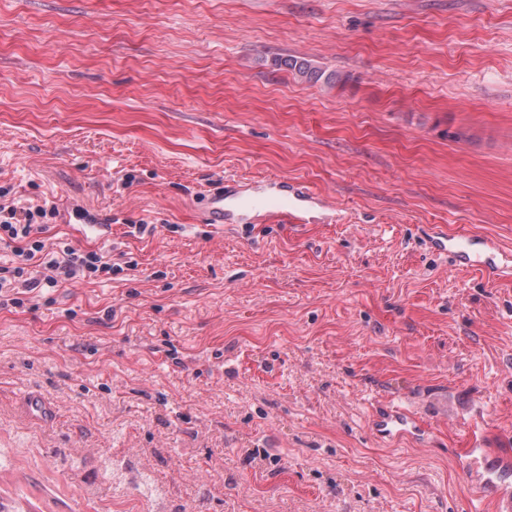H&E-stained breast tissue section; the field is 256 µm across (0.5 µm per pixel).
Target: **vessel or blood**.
I'll return each mask as SVG.
<instances>
[{
    "mask_svg": "<svg viewBox=\"0 0 512 512\" xmlns=\"http://www.w3.org/2000/svg\"><path fill=\"white\" fill-rule=\"evenodd\" d=\"M321 196L304 185L291 186L281 180H265L257 193L241 201L227 200L223 189H216L205 198L202 211L205 223L224 225L236 216L253 212L266 217H277L290 224L302 221V213L309 204L320 203ZM442 249L448 250L459 266L469 267L488 277L504 273L498 262L503 247L493 238L440 240ZM376 435L388 440L419 437L423 427L409 408L394 404L378 411L371 422ZM460 471L467 475L475 490L469 502L471 512H480L486 500H493L496 512H512V487L505 484L504 474L512 472L511 454H493L484 448L480 432H473L470 447L460 449L456 458Z\"/></svg>",
    "mask_w": 512,
    "mask_h": 512,
    "instance_id": "obj_1",
    "label": "vessel or blood"
}]
</instances>
